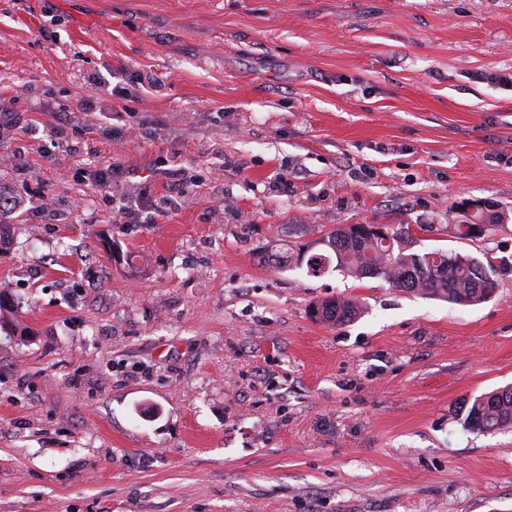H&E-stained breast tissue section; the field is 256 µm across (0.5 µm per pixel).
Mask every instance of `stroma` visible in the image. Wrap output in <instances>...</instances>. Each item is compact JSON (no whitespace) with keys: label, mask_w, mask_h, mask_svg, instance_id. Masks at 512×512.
Returning <instances> with one entry per match:
<instances>
[{"label":"stroma","mask_w":512,"mask_h":512,"mask_svg":"<svg viewBox=\"0 0 512 512\" xmlns=\"http://www.w3.org/2000/svg\"><path fill=\"white\" fill-rule=\"evenodd\" d=\"M491 73L512 0H0V288L26 329L0 328V512H512V428L459 412L512 385ZM466 201L502 226L455 238ZM345 224L488 258L495 289L279 267ZM340 296L357 318L312 316ZM21 200L11 194L0 184V249H6L11 244V226L9 225L10 216L20 209Z\"/></svg>","instance_id":"obj_1"}]
</instances>
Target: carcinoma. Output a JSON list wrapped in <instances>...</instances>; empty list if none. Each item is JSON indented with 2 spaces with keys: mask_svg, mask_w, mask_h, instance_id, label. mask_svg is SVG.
<instances>
[{
  "mask_svg": "<svg viewBox=\"0 0 512 512\" xmlns=\"http://www.w3.org/2000/svg\"><path fill=\"white\" fill-rule=\"evenodd\" d=\"M21 200L0 185V249L11 244L10 216L20 209ZM475 218L485 222V229L475 232L472 224H453L450 230L459 239H480L494 231L504 218L498 213ZM389 237L371 236L364 224H344L327 232L320 239L323 253H303L307 273L319 276L335 267L349 276L381 278L395 288L426 295L458 306H474L484 302L495 288L492 266L478 258L459 253L433 250L408 253L401 247V233L387 227ZM318 320L341 325L360 313L353 298L326 299ZM464 426L478 432H495L512 428V386L484 393L466 407Z\"/></svg>",
  "mask_w": 512,
  "mask_h": 512,
  "instance_id": "obj_1",
  "label": "carcinoma"
}]
</instances>
